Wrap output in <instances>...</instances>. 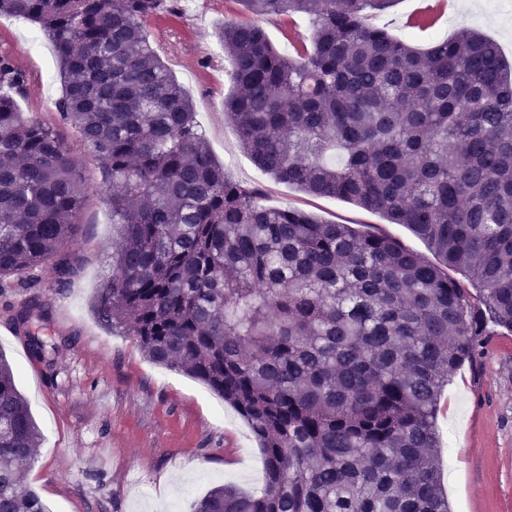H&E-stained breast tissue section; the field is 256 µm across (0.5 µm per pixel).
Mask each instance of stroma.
Wrapping results in <instances>:
<instances>
[{
    "label": "stroma",
    "mask_w": 512,
    "mask_h": 512,
    "mask_svg": "<svg viewBox=\"0 0 512 512\" xmlns=\"http://www.w3.org/2000/svg\"><path fill=\"white\" fill-rule=\"evenodd\" d=\"M423 0H396L379 22L421 50L469 27L494 39L512 60V0H472L467 13L434 28L414 31L403 20ZM240 0H187L179 16L148 20L146 33L194 101L215 161L234 178L261 183L272 206L290 205L324 220L365 224L418 253L426 244L409 229L380 215L332 198H313L263 175L241 151L224 120V98L232 84L218 52L224 20L245 19ZM38 78L23 111L58 120L62 86L49 41L37 24L0 18V47ZM211 66H202L204 57ZM66 141L81 163L91 193L84 233L73 244L85 266L63 295H56L50 270L31 284L0 291V305L31 292L50 297L52 333L72 335L60 348L53 370L28 353L0 318V353L5 354L20 393L41 433L29 486L51 512H191L214 486L231 482L261 487L249 470L263 469L258 444L244 420L206 385L183 373L148 362L132 341L96 321L91 304L112 251V213L97 191L102 167L83 149L74 130ZM438 418L443 486L452 512H512V335L485 337L474 363L449 382Z\"/></svg>",
    "instance_id": "35a3bbf8"
}]
</instances>
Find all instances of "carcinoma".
<instances>
[{
  "mask_svg": "<svg viewBox=\"0 0 512 512\" xmlns=\"http://www.w3.org/2000/svg\"><path fill=\"white\" fill-rule=\"evenodd\" d=\"M308 20L279 52L226 20L224 120L265 175L403 224L397 239L263 204L216 163L194 104L145 33L181 0H0L52 43L60 122L21 111L33 80L0 48V288L82 269L90 188L63 133L102 164L112 256L93 311L151 363L244 419L262 488L210 489L193 512H450L439 406L494 328L512 332V63L470 29L420 51L370 23L396 0H239ZM462 279L448 277V270ZM51 299L0 306L51 370L70 337ZM40 432L0 352V512H50L21 467Z\"/></svg>",
  "mask_w": 512,
  "mask_h": 512,
  "instance_id": "cac0c4a2",
  "label": "carcinoma"
}]
</instances>
